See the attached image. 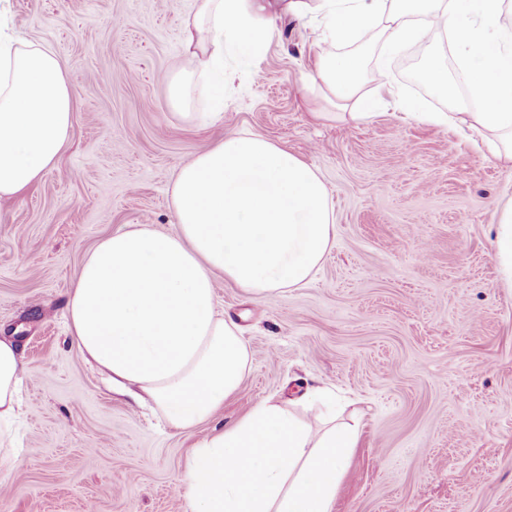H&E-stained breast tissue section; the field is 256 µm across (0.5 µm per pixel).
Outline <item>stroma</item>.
<instances>
[{"label": "stroma", "mask_w": 512, "mask_h": 512, "mask_svg": "<svg viewBox=\"0 0 512 512\" xmlns=\"http://www.w3.org/2000/svg\"><path fill=\"white\" fill-rule=\"evenodd\" d=\"M194 0H9L12 31L54 49L74 90L70 141L23 199L0 201V336L25 366L0 512H186L187 453L211 429L172 428L111 390L68 336L66 305L87 252L130 224L176 230L178 166L230 133L262 135L317 169L336 239L303 287L254 299L216 274L251 370L227 424L263 399L333 388L359 441L331 512H512V288L494 239L512 168L438 126L383 110L343 120L310 76L317 15L276 19L263 82L224 89L219 120L174 115L166 77ZM407 98L447 102L420 71L451 40L405 42L380 59Z\"/></svg>", "instance_id": "1"}]
</instances>
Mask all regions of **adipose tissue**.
I'll list each match as a JSON object with an SVG mask.
<instances>
[{
	"instance_id": "1",
	"label": "adipose tissue",
	"mask_w": 512,
	"mask_h": 512,
	"mask_svg": "<svg viewBox=\"0 0 512 512\" xmlns=\"http://www.w3.org/2000/svg\"><path fill=\"white\" fill-rule=\"evenodd\" d=\"M504 0H196L184 20L185 58L169 79L173 108L230 46L248 76L276 11L322 15L315 76L351 120L378 101L457 129L512 167V30ZM0 0V200L22 199L54 168L70 138L74 93L55 52L6 34ZM383 25V53L403 42L450 34L468 87L460 97L431 57L425 77L445 112L400 101L385 72L363 91V60L337 42L366 39ZM177 229L132 224L87 254L67 302L68 333L112 386L137 387L167 423L187 431L211 421L238 389L250 353L235 323L214 305V273L261 298L303 286L336 238L328 189L309 165L258 134L232 133L182 163L171 187ZM25 374L17 345L0 339V458L9 454ZM358 431L312 432L274 399L213 428L186 458L187 512H330Z\"/></svg>"
}]
</instances>
